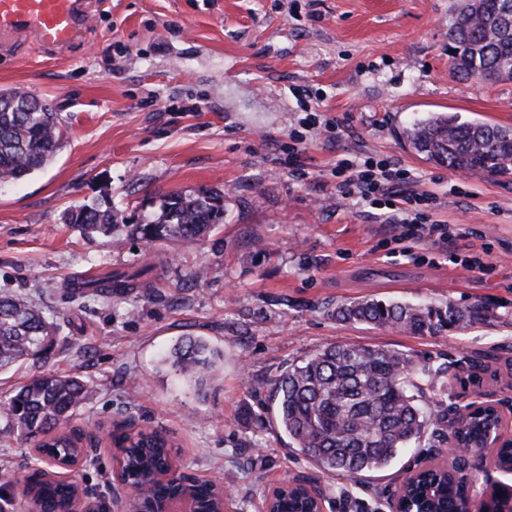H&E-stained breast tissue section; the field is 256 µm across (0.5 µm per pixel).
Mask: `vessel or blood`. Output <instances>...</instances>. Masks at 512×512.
<instances>
[{
    "mask_svg": "<svg viewBox=\"0 0 512 512\" xmlns=\"http://www.w3.org/2000/svg\"><path fill=\"white\" fill-rule=\"evenodd\" d=\"M86 13L87 0H0V39L29 35L63 51L80 40Z\"/></svg>",
    "mask_w": 512,
    "mask_h": 512,
    "instance_id": "obj_1",
    "label": "vessel or blood"
}]
</instances>
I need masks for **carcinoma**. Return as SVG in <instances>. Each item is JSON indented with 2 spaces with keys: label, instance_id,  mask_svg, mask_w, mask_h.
<instances>
[{
  "label": "carcinoma",
  "instance_id": "cac0c4a2",
  "mask_svg": "<svg viewBox=\"0 0 512 512\" xmlns=\"http://www.w3.org/2000/svg\"><path fill=\"white\" fill-rule=\"evenodd\" d=\"M452 71L465 78L495 84L512 81V0H460L448 20ZM65 134L60 113L17 89L0 91V183L22 181L44 168L62 148ZM409 146L426 160L450 171L491 176L512 175V128L462 122L455 113L435 112L403 132ZM224 216L223 196L207 190L172 193L160 212L138 225L149 244L159 237L194 243ZM123 219L120 211L96 204L71 208L65 223L83 234H108ZM140 274L109 272L85 281L81 294L120 298L142 286ZM333 316L340 322L413 335L462 329L484 317L481 306L452 303L410 305L383 300L341 303ZM57 328L43 311L25 299L0 294V371L27 360L37 361L56 344ZM173 363L189 377L211 372L206 345L186 338L174 349ZM448 367L418 365L395 349L357 344H329L291 364L270 384L267 408L289 446L298 448L325 474L358 475L387 467L411 445L430 434L441 444L461 439L484 445L488 424L497 419L469 413L448 430V418L425 407L427 391ZM88 384L77 376L43 374L21 385L10 398L6 419L43 448H75L66 423L87 399ZM113 444L124 449V472L151 487L148 506L181 493L180 484L162 482L159 473L171 460L167 438L157 430L117 432ZM414 512H461L466 483L462 468L440 475L434 484L404 479ZM76 484L28 476L25 492L41 512H61ZM199 512H218L211 488L196 486ZM312 503L290 491L276 502L277 512H310Z\"/></svg>",
  "mask_w": 512,
  "mask_h": 512
}]
</instances>
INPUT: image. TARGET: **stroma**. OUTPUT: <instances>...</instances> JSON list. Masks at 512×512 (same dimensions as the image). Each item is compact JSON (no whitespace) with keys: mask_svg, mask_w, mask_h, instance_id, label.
<instances>
[{"mask_svg":"<svg viewBox=\"0 0 512 512\" xmlns=\"http://www.w3.org/2000/svg\"><path fill=\"white\" fill-rule=\"evenodd\" d=\"M452 2L92 0L68 52L31 40L0 48V89L50 102L67 124L51 163L0 188V294L35 304L63 336L44 359L0 373V512H20L27 475L44 466L4 408L48 373L91 387L70 422L89 437L71 478L95 504L122 495L99 434L131 421L165 431L182 472L231 484L235 512H258L269 488L292 479L315 482L325 512H390L406 471L448 462V452L408 448L362 478L328 476L265 408V385L330 343L447 364L428 402L452 413L502 402L512 430V177L453 173L400 137L431 112L512 126V82L451 72ZM295 87L344 120L341 138L303 129ZM295 129L307 137L302 179L284 165ZM368 156L409 169L436 197L435 219L464 228L454 254L485 253L486 269L453 264L426 238L395 239L382 210L341 198L338 160ZM199 189L223 195L224 220L198 243L148 247L127 232L167 194ZM82 203L116 206L124 227L80 233L63 216ZM134 267L149 268L148 283L119 299L68 288L89 270ZM362 298L480 303L485 315L423 336L331 317ZM187 335L219 354L201 389L171 364ZM478 361L489 371L475 387L467 377Z\"/></svg>","mask_w":512,"mask_h":512,"instance_id":"stroma-1","label":"stroma"}]
</instances>
